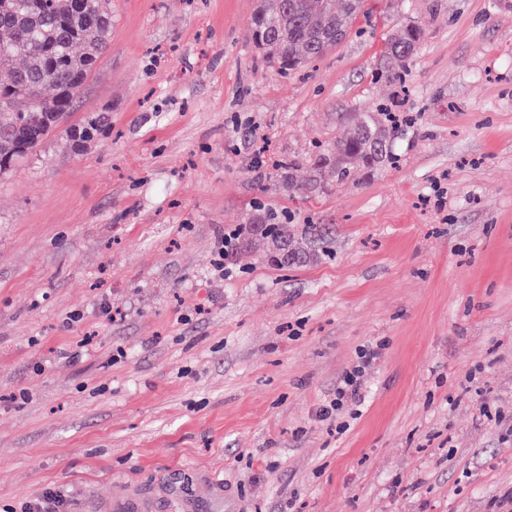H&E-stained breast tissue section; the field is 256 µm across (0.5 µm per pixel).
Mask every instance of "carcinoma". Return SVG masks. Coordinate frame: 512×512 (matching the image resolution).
<instances>
[{
    "instance_id": "carcinoma-1",
    "label": "carcinoma",
    "mask_w": 512,
    "mask_h": 512,
    "mask_svg": "<svg viewBox=\"0 0 512 512\" xmlns=\"http://www.w3.org/2000/svg\"><path fill=\"white\" fill-rule=\"evenodd\" d=\"M365 0H255L250 35L262 65L278 75L323 57L347 35ZM112 28L107 0H0V172L32 152L56 131L80 99ZM424 40L423 28L400 26L389 38L376 68L378 81L403 83ZM403 128L381 113H361L353 131L318 146L303 162L289 160L276 179L291 184L306 173L317 188L340 184L358 169L371 175L396 162L394 146ZM265 240L271 261L297 265L330 253L319 224H290L288 217H263L249 225L243 240Z\"/></svg>"
}]
</instances>
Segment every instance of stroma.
<instances>
[{"instance_id":"stroma-1","label":"stroma","mask_w":512,"mask_h":512,"mask_svg":"<svg viewBox=\"0 0 512 512\" xmlns=\"http://www.w3.org/2000/svg\"><path fill=\"white\" fill-rule=\"evenodd\" d=\"M367 6L279 76L254 0H110L63 129L0 173V512H512V0ZM410 21L399 90L375 68ZM375 103L398 167L272 182ZM269 210L331 254L220 256ZM368 349L362 404L319 420ZM66 500L55 491H47L40 499L27 503L28 512H66Z\"/></svg>"}]
</instances>
